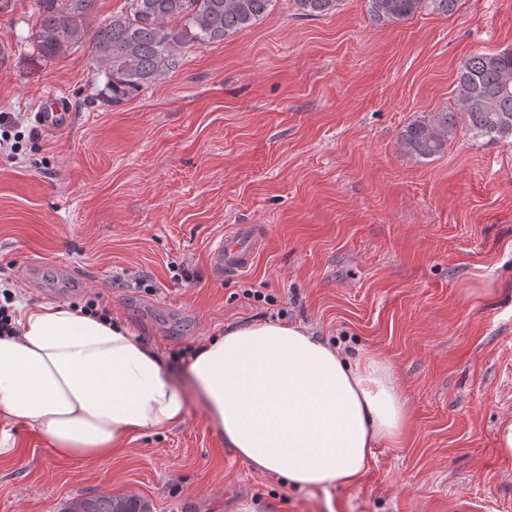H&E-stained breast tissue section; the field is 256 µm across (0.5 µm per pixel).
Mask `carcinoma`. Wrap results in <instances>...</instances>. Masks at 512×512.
<instances>
[{
  "label": "carcinoma",
  "mask_w": 512,
  "mask_h": 512,
  "mask_svg": "<svg viewBox=\"0 0 512 512\" xmlns=\"http://www.w3.org/2000/svg\"><path fill=\"white\" fill-rule=\"evenodd\" d=\"M99 0H34L38 30L30 38L32 53L43 59L87 47L97 65L102 101L117 105L134 98L178 64L177 53L190 45H210L263 19L273 0H125L121 13L96 24ZM370 19L380 26L406 21L432 7L444 14L457 0H366ZM309 16L336 10L339 0H296ZM477 137L512 144V50L474 52L457 76L456 110L436 112L403 128V152L422 159L445 150L458 129ZM80 512H150L133 496H99L75 500Z\"/></svg>",
  "instance_id": "cac0c4a2"
}]
</instances>
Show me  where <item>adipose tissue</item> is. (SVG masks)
Listing matches in <instances>:
<instances>
[{"instance_id":"obj_1","label":"adipose tissue","mask_w":512,"mask_h":512,"mask_svg":"<svg viewBox=\"0 0 512 512\" xmlns=\"http://www.w3.org/2000/svg\"><path fill=\"white\" fill-rule=\"evenodd\" d=\"M14 322L16 335L0 336V419L40 431L57 457L106 459L185 422V393L126 322L26 303ZM188 375L225 444L298 489L357 484L373 448L402 440L410 421L387 361L298 324L227 328Z\"/></svg>"}]
</instances>
